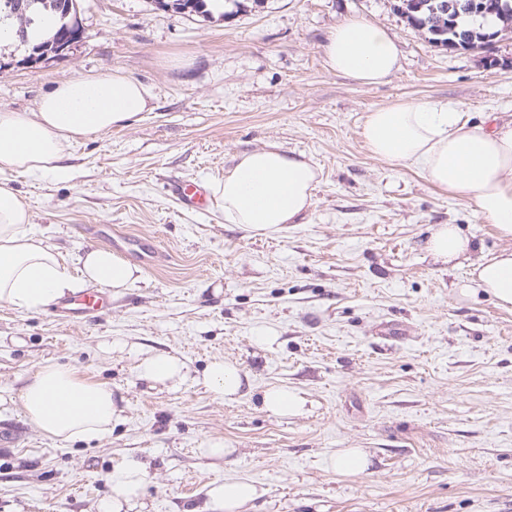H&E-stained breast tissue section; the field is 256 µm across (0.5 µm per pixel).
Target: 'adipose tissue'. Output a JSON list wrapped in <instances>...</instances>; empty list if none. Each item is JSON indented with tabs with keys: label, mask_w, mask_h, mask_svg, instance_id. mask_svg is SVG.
<instances>
[{
	"label": "adipose tissue",
	"mask_w": 512,
	"mask_h": 512,
	"mask_svg": "<svg viewBox=\"0 0 512 512\" xmlns=\"http://www.w3.org/2000/svg\"><path fill=\"white\" fill-rule=\"evenodd\" d=\"M327 70L363 85L387 82L400 68L394 38L358 16H347L330 30L322 46ZM150 94L117 69L56 85L36 111H0V303L30 312L50 307L92 283L119 290L140 278L137 267L96 248L79 255L78 276L31 228L28 203L10 174L61 176L70 141L126 125L149 111ZM370 152L383 160L419 169L430 183L465 196L480 221L512 240V123L486 128L469 122L461 108L439 101L401 100L366 114L361 130ZM319 171L305 159L278 148L236 156L213 192L224 206V220L250 235H270L300 223L313 205ZM426 247L435 260L468 259L472 243L457 227H432ZM463 293L481 292L503 309L512 308V249L477 263ZM137 376L150 383L180 385L191 377L178 357L155 354L138 360ZM203 385L215 398L236 401L244 374L233 361L216 359L205 368ZM17 401L26 421L48 438L88 441L108 436L122 410L111 387L91 383L62 364H41L31 373ZM146 475L125 463L112 475V493L98 512H123L139 498ZM258 495L247 479H230L208 492V512H241Z\"/></svg>",
	"instance_id": "ef3b65f1"
}]
</instances>
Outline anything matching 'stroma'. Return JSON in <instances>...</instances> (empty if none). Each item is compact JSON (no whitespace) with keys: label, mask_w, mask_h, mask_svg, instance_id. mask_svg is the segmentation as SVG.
Masks as SVG:
<instances>
[{"label":"stroma","mask_w":512,"mask_h":512,"mask_svg":"<svg viewBox=\"0 0 512 512\" xmlns=\"http://www.w3.org/2000/svg\"><path fill=\"white\" fill-rule=\"evenodd\" d=\"M398 0H227L183 15L155 0H79L81 41L37 67L0 69V111L37 109L57 84L120 69L150 91L148 112L73 141L62 178L12 175L33 230L67 261L125 234L150 238L154 264L84 323L0 304V394L40 365H69L112 388L110 435L47 438L19 404L0 406V512H96L110 475L146 473L132 512H203L209 488L251 479L245 512H512V309L459 287L504 242L464 197L379 159L367 112L400 99L460 105L472 121H512V31L493 53L433 43ZM356 15L394 37L400 68L361 86L326 70L322 45ZM277 147L320 171L303 223L251 236L224 209H182L171 180L213 183L240 153ZM436 224L461 227L469 262L435 261ZM270 336L267 344L258 343ZM169 354L201 375L216 358L248 377L227 403L203 386L151 385L138 354ZM285 385L303 414L269 415ZM223 440L230 455L205 454ZM362 448L367 473L326 467Z\"/></svg>","instance_id":"stroma-1"}]
</instances>
